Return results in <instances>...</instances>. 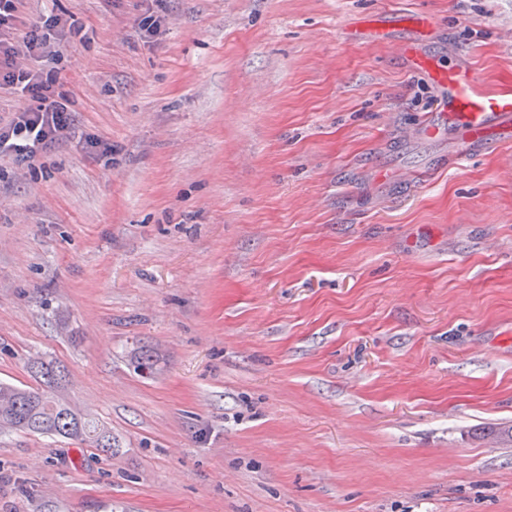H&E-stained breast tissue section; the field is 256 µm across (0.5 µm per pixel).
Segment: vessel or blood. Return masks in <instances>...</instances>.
Here are the masks:
<instances>
[{
	"label": "vessel or blood",
	"instance_id": "b4317fda",
	"mask_svg": "<svg viewBox=\"0 0 512 512\" xmlns=\"http://www.w3.org/2000/svg\"><path fill=\"white\" fill-rule=\"evenodd\" d=\"M433 26L434 20L427 13L395 14L385 10L366 21L359 35L368 42L392 47L412 71L423 74L438 88L440 96L426 124L430 137L453 133L465 156L512 145V70L499 71L495 89H486L473 67L442 62L423 51L422 41ZM399 30L410 32V40H396L394 34Z\"/></svg>",
	"mask_w": 512,
	"mask_h": 512
}]
</instances>
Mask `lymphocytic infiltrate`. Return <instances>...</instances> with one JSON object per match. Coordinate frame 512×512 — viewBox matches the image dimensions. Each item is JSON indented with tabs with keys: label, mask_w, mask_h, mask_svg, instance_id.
Masks as SVG:
<instances>
[{
	"label": "lymphocytic infiltrate",
	"mask_w": 512,
	"mask_h": 512,
	"mask_svg": "<svg viewBox=\"0 0 512 512\" xmlns=\"http://www.w3.org/2000/svg\"><path fill=\"white\" fill-rule=\"evenodd\" d=\"M25 0H0V90L21 91L30 105L0 121V155L29 161L67 137L74 117L68 100L43 80L35 63L51 53L50 32L59 17L27 25L21 20Z\"/></svg>",
	"instance_id": "f902f5d3"
}]
</instances>
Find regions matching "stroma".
I'll return each mask as SVG.
<instances>
[{
    "instance_id": "obj_1",
    "label": "stroma",
    "mask_w": 512,
    "mask_h": 512,
    "mask_svg": "<svg viewBox=\"0 0 512 512\" xmlns=\"http://www.w3.org/2000/svg\"><path fill=\"white\" fill-rule=\"evenodd\" d=\"M146 6L25 2L81 24L40 64L75 121L0 157V383L53 360L119 450L0 431V512H512V149L349 36L427 11L489 81L512 0Z\"/></svg>"
}]
</instances>
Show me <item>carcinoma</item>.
I'll use <instances>...</instances> for the list:
<instances>
[{
    "label": "carcinoma",
    "mask_w": 512,
    "mask_h": 512,
    "mask_svg": "<svg viewBox=\"0 0 512 512\" xmlns=\"http://www.w3.org/2000/svg\"><path fill=\"white\" fill-rule=\"evenodd\" d=\"M37 387L20 388L0 383V430L60 436L88 443L111 454L116 451L112 432L72 407L59 395L62 375L43 360L30 365Z\"/></svg>",
    "instance_id": "obj_1"
}]
</instances>
